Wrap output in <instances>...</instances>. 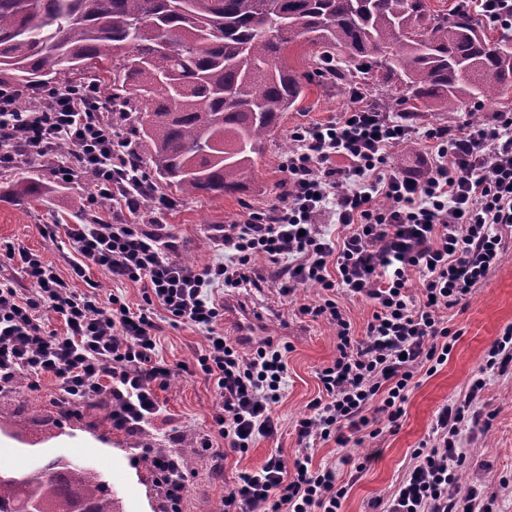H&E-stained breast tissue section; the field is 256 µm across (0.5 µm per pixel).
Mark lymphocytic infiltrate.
Segmentation results:
<instances>
[{
	"instance_id": "lymphocytic-infiltrate-1",
	"label": "lymphocytic infiltrate",
	"mask_w": 512,
	"mask_h": 512,
	"mask_svg": "<svg viewBox=\"0 0 512 512\" xmlns=\"http://www.w3.org/2000/svg\"><path fill=\"white\" fill-rule=\"evenodd\" d=\"M21 95L0 87V145H17L13 153L0 148V169L41 159L56 179L90 175L97 197L140 209V177L127 171L124 144L102 119L93 85L40 93L39 106L26 112L17 104ZM350 100L336 119L293 130L295 147L282 164L287 195L220 229L223 261L189 267L177 260L166 225L148 229L121 218L66 225L80 256L66 278L41 255L7 247L18 274L0 275V388L23 375L36 390L48 378L64 416L103 400L114 429L145 433L164 412L157 391L174 373L158 355L152 314L159 308L206 329L196 361L216 381L214 427L231 451L247 452L277 431L283 350L270 340L247 349L217 331L224 307L209 290L252 287L251 262L266 256L285 265L276 284L280 296L320 288L319 299L301 312L335 327L336 355L319 369V394L295 424L292 458L275 454L259 469L239 473L221 506L223 512H341L347 486L335 467L313 468L315 441L347 445L351 434L373 425L376 412L397 426L419 368L444 364L458 339L443 310L485 282L512 235L511 112L421 134L402 115L373 111L361 89H352ZM422 141V167L394 165L396 147ZM63 142L70 151L61 156L56 148ZM382 198L387 207H379ZM327 218L344 227L341 237H328ZM92 267L112 281L143 284L141 304L131 307L118 293L75 291L72 280ZM342 296L373 304L364 336H354L338 303ZM50 316L63 331L49 329ZM484 385L476 378L464 399L438 411L435 444L414 450L380 512H492L478 488L458 490L467 456L457 436L462 425L482 418Z\"/></svg>"
}]
</instances>
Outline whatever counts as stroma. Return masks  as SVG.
<instances>
[{
  "instance_id": "stroma-1",
  "label": "stroma",
  "mask_w": 512,
  "mask_h": 512,
  "mask_svg": "<svg viewBox=\"0 0 512 512\" xmlns=\"http://www.w3.org/2000/svg\"><path fill=\"white\" fill-rule=\"evenodd\" d=\"M349 105L348 89L312 81L306 87L305 98L284 113L269 135L256 159L252 180L239 192L179 200L168 209L150 205L133 215V222L167 225L184 264L201 268L222 260L224 254L212 236L214 226L241 223L249 212L280 201L284 192L281 164L291 131L333 120ZM501 110H512V85L497 90L494 97L481 101L471 113L431 107L422 113L416 127L423 132L438 126L486 123ZM29 169L49 191L36 199H0V247L23 244L39 252L61 273H68L67 258L72 250L65 236L52 241L43 236L42 229L50 224L82 223L91 195L90 180L78 176L66 183L57 182L37 160ZM252 268L256 286L236 296L241 309L254 317L247 343L253 346L270 339L289 345L282 398L273 412L278 430L274 437L259 439L244 453L227 450L222 438H214V454L196 459L186 477L180 512H218L225 489L234 484L240 472L260 467L273 454L287 459L294 455L295 422L318 394V370L336 355L335 328L324 319L299 312L301 304L316 299L317 288H303L295 300L289 301L272 284L278 265L259 256ZM447 317L460 337L447 362L435 373L417 374L398 427L390 428L385 421H378L379 435L344 447L332 439L315 441L313 466H329L345 456L365 465L348 486L343 512H372L376 499L388 497L396 489L413 450L432 442L437 412L467 392L488 350L501 338L504 327L512 324V240L487 280L469 299L448 310ZM153 320L160 336L159 351L169 364L192 363L196 353L204 349L205 329L175 322L161 310L155 312ZM54 397L55 386L48 378L39 390L22 386L0 395V420L8 422L11 431L19 435L10 447H0V462L11 467L20 461L30 471L57 456H76L110 481L124 512H161L155 477L141 466L139 459L144 451L136 447L133 437L113 429L109 421L97 415L61 418ZM159 398L167 415L153 426L155 449L176 452L211 430L218 403L211 376L197 369L178 372L160 390ZM480 398L492 417L486 423L466 424L461 430L459 445L466 449L468 459L459 472V485H472L493 496V512H512V370L502 376L486 374Z\"/></svg>"
}]
</instances>
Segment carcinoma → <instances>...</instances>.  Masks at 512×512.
<instances>
[{
    "label": "carcinoma",
    "mask_w": 512,
    "mask_h": 512,
    "mask_svg": "<svg viewBox=\"0 0 512 512\" xmlns=\"http://www.w3.org/2000/svg\"><path fill=\"white\" fill-rule=\"evenodd\" d=\"M470 12L425 0H0V86L98 87L120 128L135 116L131 154L151 162L149 196L232 193L310 76L336 83L378 71L371 107L441 103L469 111L512 80V39L477 37ZM298 41L342 64L299 74L283 58ZM400 84L410 98L387 92ZM46 186L20 176L14 198ZM198 450L167 456L192 469ZM123 512L99 471L54 458L29 483L0 470V512Z\"/></svg>",
    "instance_id": "obj_1"
}]
</instances>
